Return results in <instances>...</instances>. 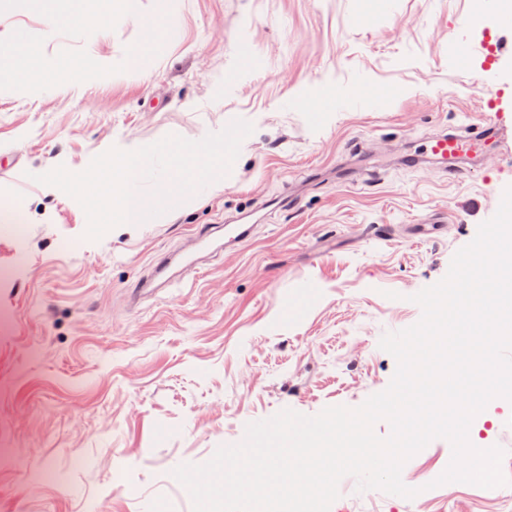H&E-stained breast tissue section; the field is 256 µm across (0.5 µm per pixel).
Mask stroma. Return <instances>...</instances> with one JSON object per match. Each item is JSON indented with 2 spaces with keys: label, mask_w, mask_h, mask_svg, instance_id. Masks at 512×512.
I'll use <instances>...</instances> for the list:
<instances>
[{
  "label": "stroma",
  "mask_w": 512,
  "mask_h": 512,
  "mask_svg": "<svg viewBox=\"0 0 512 512\" xmlns=\"http://www.w3.org/2000/svg\"><path fill=\"white\" fill-rule=\"evenodd\" d=\"M69 8L0 0V39L112 65L0 91V209L22 213L20 233L0 228V512H193L176 467L282 409L355 408L388 387L381 337L420 319L410 295L512 186V154L492 145L459 180L406 160L463 120L512 122V59L487 96L484 49L505 35L473 24L477 0H141L142 22L96 39L48 34ZM235 119L254 131L223 190L131 233L85 240L79 203L33 179L85 170L115 133L198 141ZM249 214L245 242L137 297L156 263ZM483 415L480 446L512 468V402ZM451 452L438 438L405 463L414 498L348 476L330 512H512L471 484L434 486Z\"/></svg>",
  "instance_id": "1"
}]
</instances>
